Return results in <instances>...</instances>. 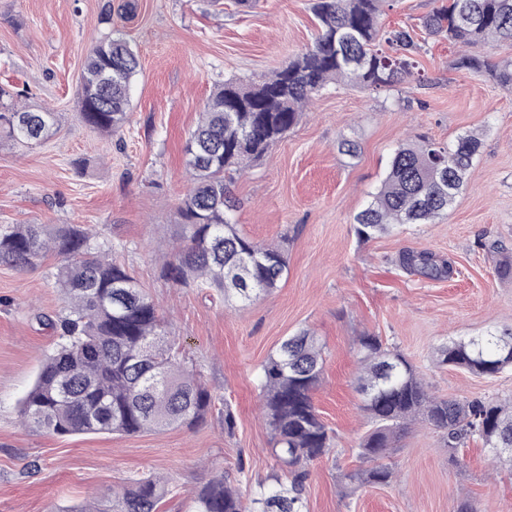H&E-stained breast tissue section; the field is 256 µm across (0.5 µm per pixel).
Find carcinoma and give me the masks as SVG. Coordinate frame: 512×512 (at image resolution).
I'll return each instance as SVG.
<instances>
[{
    "label": "carcinoma",
    "mask_w": 512,
    "mask_h": 512,
    "mask_svg": "<svg viewBox=\"0 0 512 512\" xmlns=\"http://www.w3.org/2000/svg\"><path fill=\"white\" fill-rule=\"evenodd\" d=\"M317 21L313 43L260 80L226 79L207 102L183 146L191 186L179 205L183 244L162 271L181 288H215L227 302L250 303L277 288L288 275L281 246L242 235L233 212L230 183L267 157L300 121L304 107L330 84L386 91L415 75L425 43L406 24L384 28L383 6L395 0H311ZM429 37L471 45L512 43V0H444L423 21ZM139 59L121 34L87 52L80 89V118L114 134L129 119L130 90ZM455 68L486 73L512 89V61L491 63L462 55ZM52 112L16 104L0 86V138L29 144L55 125ZM481 147L474 134L448 145L402 143L386 177L354 218L359 240L388 234L402 224H431L462 191ZM59 259L56 283L65 296L62 313L39 315L60 342L45 356L33 386L20 403L31 428L58 436L136 435L187 428L213 412L215 397L199 372L187 365L158 308L114 247L83 224H9L0 227V264L24 269L48 256ZM399 264L425 278H451L454 266L434 253L405 250ZM360 411L371 429L358 456L372 466L345 475L349 492L386 485L392 468L378 463L415 421L443 432L448 461L470 438L488 449L494 466H512V398H440L423 374L395 347L364 333L355 338ZM324 344L309 329L283 339L258 372L260 409L271 434L275 467L251 484L212 479L195 491L189 512H307L308 465L335 452V432L322 420L313 394L323 381ZM448 365L488 379L512 371V328L452 338L435 355ZM176 490L173 478L131 477L110 489V508L95 500L57 512H158Z\"/></svg>",
    "instance_id": "1"
}]
</instances>
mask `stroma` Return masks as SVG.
<instances>
[{
  "label": "stroma",
  "instance_id": "1",
  "mask_svg": "<svg viewBox=\"0 0 512 512\" xmlns=\"http://www.w3.org/2000/svg\"><path fill=\"white\" fill-rule=\"evenodd\" d=\"M112 33L129 39L140 68L130 119L107 136L82 122L78 90L89 46ZM315 34L310 0H257L245 12L235 0H0V85L56 115L55 132L41 142L0 141V225L83 224L114 245L216 406L230 404L236 416L231 435L216 414L137 436L58 437L25 427L18 403L59 341L35 316L60 313L64 298L54 258L24 270L0 266V512L102 501L112 486L150 474L178 485L162 512H187L192 492L216 476L266 475L274 460L257 374L285 336L304 328L325 346L314 404L338 436L335 455L309 467V512H453L462 498L478 512H512V470L491 471L474 441L461 448L460 464L449 463L441 433L422 423L391 450L394 482L352 494L344 484L364 465L356 448L369 428L355 388L359 333L397 347L435 395H512V371L484 379L433 363L448 339L512 327V278L496 274L493 251L512 253V90L454 66L465 50L512 59V44L465 49L432 38L417 58L420 79L380 93L330 86L268 157L235 178L239 231L286 251L288 277L272 293L227 305L161 276L180 243L184 142L210 95L229 78L271 75ZM466 132L482 147L448 211L359 242L354 218L397 146L450 143ZM345 139L356 156L341 151ZM422 249L451 261L454 276L431 280L399 266L402 251Z\"/></svg>",
  "mask_w": 512,
  "mask_h": 512
}]
</instances>
